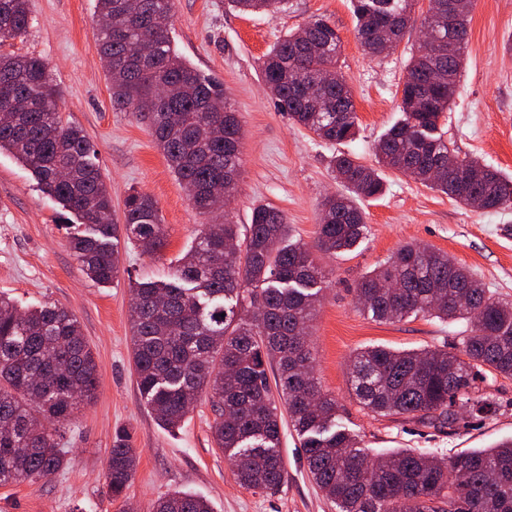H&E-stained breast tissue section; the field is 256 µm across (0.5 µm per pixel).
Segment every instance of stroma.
<instances>
[{"label":"stroma","instance_id":"obj_1","mask_svg":"<svg viewBox=\"0 0 512 512\" xmlns=\"http://www.w3.org/2000/svg\"><path fill=\"white\" fill-rule=\"evenodd\" d=\"M322 16L340 35L339 66L359 123L355 139L335 145L280 112L259 70L260 59L277 42ZM355 25L351 0H290L287 12L274 16L239 13L226 0H175L178 53L223 84L243 126L241 175L226 208L232 222L249 223L252 207L268 203L285 214L294 239L315 247L320 205L341 189L331 172L332 156L346 152L374 164L377 141L401 117L403 78L420 32L410 29L394 53L373 59L363 51ZM99 27L94 0H29V27L14 49L47 63L60 91L58 112L63 122L84 130L106 178L115 220L123 218L129 190L149 194L159 207L165 245L149 255L118 238V278L91 281L69 245L80 218L47 196L30 168L0 151V294L23 310L50 302L73 312L99 376L94 403L79 409L62 430L67 469L49 480L0 486V512H152L155 501L174 490L204 496L214 512H336L312 481L301 439L289 423L280 432L286 481L274 493L248 490L213 444L208 399H200L170 432L157 425L138 392L130 360L129 284L168 280L205 218L170 172L146 122L113 105L98 50ZM441 127L456 155L512 175V0H475L461 80ZM382 177L383 195L362 205L366 237L343 256L319 260L326 283L310 323L315 377L335 396L339 425L373 455L409 449L450 460L511 439L512 377L490 374L481 383L496 408L491 418L464 414L450 429L426 419L369 413L351 390L355 352L372 346L450 351L466 327L420 315L378 322L359 311L357 280L402 245L416 242L447 252L482 279L488 296L512 300V209L475 210L412 177L389 170ZM120 429L130 433L139 462L124 495L115 499L105 473Z\"/></svg>","mask_w":512,"mask_h":512}]
</instances>
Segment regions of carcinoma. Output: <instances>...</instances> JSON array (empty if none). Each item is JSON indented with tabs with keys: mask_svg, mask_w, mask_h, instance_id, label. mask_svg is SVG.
<instances>
[{
	"mask_svg": "<svg viewBox=\"0 0 512 512\" xmlns=\"http://www.w3.org/2000/svg\"><path fill=\"white\" fill-rule=\"evenodd\" d=\"M414 0H352L356 35L371 55L396 48L412 25L404 12ZM241 13H278L288 0H228ZM106 24L98 42L113 104L148 122L176 180L208 217L176 261L167 281L130 283L132 361L137 386L157 423L176 428L190 407L208 398L212 438L232 461L240 486L276 491L287 471L280 450V407L302 438L306 465L336 512H512V439L445 461L423 452L394 451L372 461L350 433L336 428V398L314 377L309 322L325 278L310 249L290 242L285 215L255 206L240 232L206 207L217 187L232 189L241 155V123L224 90L176 51L173 0H96ZM422 26L433 39L418 48L403 81L402 117L375 147L376 165L346 153L332 172L344 192L321 204L316 248L339 256L364 238L359 202L379 196L378 169L414 177L459 204L486 211L512 207V176L477 159L448 169L450 142L439 121L457 92L471 10L448 26V0ZM29 24L28 0H0V150L36 174L45 192L78 216L85 230L70 247L92 280L109 283L120 272L110 240L124 236L147 254L164 246L156 200L131 191L124 222L112 218L106 181L81 129L56 109L58 90L42 58L6 50ZM341 40L320 17L289 34L261 65L278 109L318 138L339 144L358 130L352 90L338 71ZM318 83L325 110L314 112L303 81ZM220 124L223 135L211 136ZM243 239V248L226 250ZM363 310L379 321L429 315L465 321L456 351L371 347L352 359L351 389L380 415L431 419L453 426L467 413L486 418L493 404L481 393L483 369L512 377V301L487 295L473 272L447 253L408 243L356 285ZM97 363L80 322L68 309L44 304L21 312L0 296V485L33 481L69 463L53 425L94 402ZM138 456L128 434L116 432L106 474L118 498L130 485ZM154 512H213L195 493L176 490Z\"/></svg>",
	"mask_w": 512,
	"mask_h": 512,
	"instance_id": "1",
	"label": "carcinoma"
}]
</instances>
